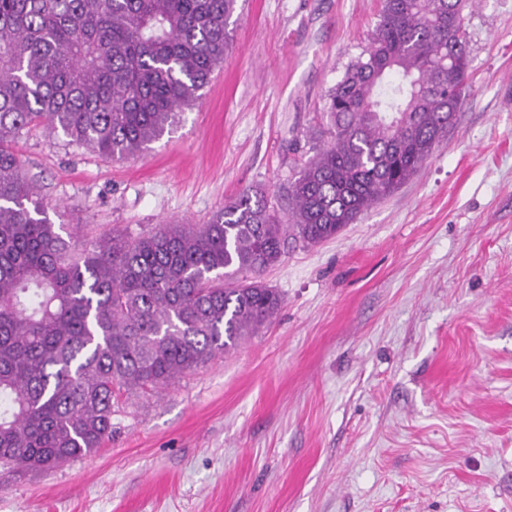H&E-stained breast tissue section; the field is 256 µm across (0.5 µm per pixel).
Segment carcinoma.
Listing matches in <instances>:
<instances>
[{"instance_id": "obj_1", "label": "carcinoma", "mask_w": 512, "mask_h": 512, "mask_svg": "<svg viewBox=\"0 0 512 512\" xmlns=\"http://www.w3.org/2000/svg\"><path fill=\"white\" fill-rule=\"evenodd\" d=\"M236 0H0V466L48 471L112 437L113 401L154 392L254 336L261 276L390 196L448 136L470 65L455 0H383L327 98L330 141L288 186L290 223L245 190L205 224L103 232L71 247L16 140L121 161L170 132L224 62Z\"/></svg>"}]
</instances>
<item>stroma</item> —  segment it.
<instances>
[{"instance_id":"obj_1","label":"stroma","mask_w":512,"mask_h":512,"mask_svg":"<svg viewBox=\"0 0 512 512\" xmlns=\"http://www.w3.org/2000/svg\"><path fill=\"white\" fill-rule=\"evenodd\" d=\"M382 0H238L203 96L120 162L20 137L74 236L204 224L282 191L325 144L329 91ZM471 59L455 126L335 237L289 242L258 335L167 388L124 393L101 448L0 468V512H512V0H462Z\"/></svg>"}]
</instances>
